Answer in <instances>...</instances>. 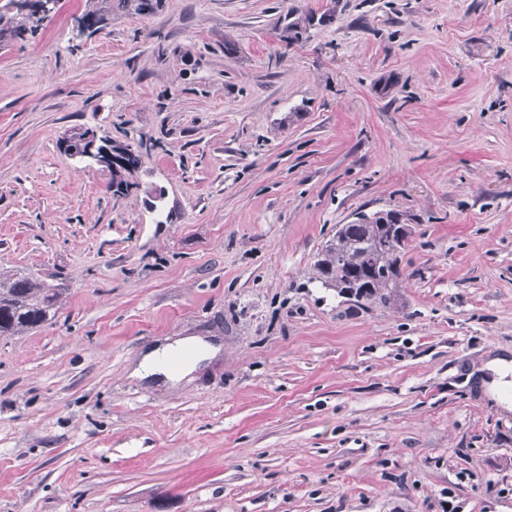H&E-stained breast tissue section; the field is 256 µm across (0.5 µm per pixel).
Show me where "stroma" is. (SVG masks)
<instances>
[{
	"instance_id": "35a3bbf8",
	"label": "stroma",
	"mask_w": 512,
	"mask_h": 512,
	"mask_svg": "<svg viewBox=\"0 0 512 512\" xmlns=\"http://www.w3.org/2000/svg\"><path fill=\"white\" fill-rule=\"evenodd\" d=\"M61 0L0 44V271L57 275L0 337V512H512V0ZM132 145L128 191L70 156ZM415 227L396 300L316 263ZM189 384L130 378L180 336ZM88 2L87 8L82 14L83 17L79 19V25L85 30H94L96 26L89 18L95 19L99 25L104 21V17L107 14L112 13V0H86ZM485 369L492 373V378L486 382V394L505 410H512L506 394L512 388L510 375V364L507 357H495L489 360Z\"/></svg>"
}]
</instances>
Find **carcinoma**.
I'll return each instance as SVG.
<instances>
[{"label":"carcinoma","instance_id":"obj_1","mask_svg":"<svg viewBox=\"0 0 512 512\" xmlns=\"http://www.w3.org/2000/svg\"><path fill=\"white\" fill-rule=\"evenodd\" d=\"M83 16L96 23L112 13V0H87ZM34 0H6L0 5V40H25L37 34L50 16L38 13ZM104 144L119 158L108 165L112 186L122 193L130 187L131 167L125 163L127 145ZM401 213L377 211L361 224H342L322 250L317 262L319 278L336 291L356 301L386 306L394 300V288L402 277V257L413 234L406 226L404 235L395 227ZM66 288L21 271L0 272V336H15L43 326L55 317Z\"/></svg>","mask_w":512,"mask_h":512}]
</instances>
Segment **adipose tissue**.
I'll return each instance as SVG.
<instances>
[{
	"instance_id": "adipose-tissue-1",
	"label": "adipose tissue",
	"mask_w": 512,
	"mask_h": 512,
	"mask_svg": "<svg viewBox=\"0 0 512 512\" xmlns=\"http://www.w3.org/2000/svg\"><path fill=\"white\" fill-rule=\"evenodd\" d=\"M209 346L202 339L187 336L174 340L164 347H153L143 353L131 371L134 378L158 382H178L189 376L195 369L194 354L208 352ZM183 356L180 366H173L175 356Z\"/></svg>"
}]
</instances>
